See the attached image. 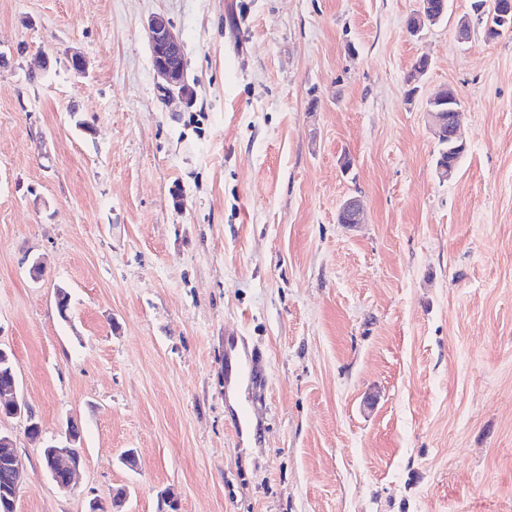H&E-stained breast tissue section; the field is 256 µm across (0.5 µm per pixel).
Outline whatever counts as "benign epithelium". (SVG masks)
I'll list each match as a JSON object with an SVG mask.
<instances>
[{"label":"benign epithelium","mask_w":512,"mask_h":512,"mask_svg":"<svg viewBox=\"0 0 512 512\" xmlns=\"http://www.w3.org/2000/svg\"><path fill=\"white\" fill-rule=\"evenodd\" d=\"M480 7L487 10V25L490 27L496 23L507 26L512 21V5L504 0H483ZM147 30L150 45L155 49L153 68L162 80L158 89L168 97L187 96L183 83L186 67L183 46L173 33L169 21L162 15H154L149 20ZM427 116L430 132L434 137H439L446 123L443 110L430 105L427 108ZM339 214L352 216L353 224L363 222V210L358 200L354 198L343 202ZM0 410L7 412L9 416H27V429L34 431V417L25 402L19 398L17 382L14 379L11 380V384L0 386ZM80 440V432L70 428L66 432L64 442H53L42 448L45 468L62 490L70 489L74 473L80 466ZM0 454L5 457L3 472L0 473V493L13 508L18 495L17 475L22 467V460L14 448L12 438L1 433Z\"/></svg>","instance_id":"obj_1"}]
</instances>
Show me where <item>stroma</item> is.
<instances>
[{"label": "stroma", "instance_id": "1", "mask_svg": "<svg viewBox=\"0 0 512 512\" xmlns=\"http://www.w3.org/2000/svg\"><path fill=\"white\" fill-rule=\"evenodd\" d=\"M474 3L413 36L418 0H0V349L41 426L0 417L16 512H512V32ZM158 14L191 98L157 90ZM71 423L65 492L41 449ZM445 113L448 118V123H450V119L453 113L448 111ZM459 113L460 107H457L454 110L452 126L448 127L447 123L445 135L437 139L443 133L444 126L446 123V117L442 109H437L430 104L428 105L427 108L429 130L432 133V135L437 139L439 146L436 158V169L442 178H445V176L442 175L443 169L440 168L438 170V166L446 168V171H444V173L447 174V179L452 178L457 170L459 160L465 152V144L462 141L459 134ZM448 128L450 130L449 134ZM448 139L462 142L464 147H460L457 149L456 145L449 142Z\"/></svg>", "mask_w": 512, "mask_h": 512}]
</instances>
